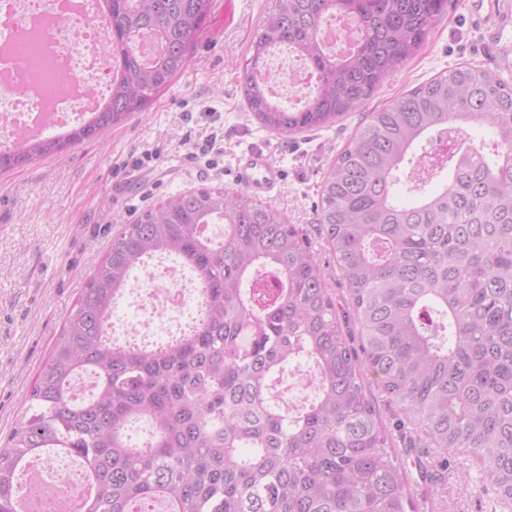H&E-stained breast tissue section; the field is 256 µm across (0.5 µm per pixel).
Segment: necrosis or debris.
<instances>
[{"instance_id": "1", "label": "necrosis or debris", "mask_w": 512, "mask_h": 512, "mask_svg": "<svg viewBox=\"0 0 512 512\" xmlns=\"http://www.w3.org/2000/svg\"><path fill=\"white\" fill-rule=\"evenodd\" d=\"M88 0H37L20 11L16 0H0V132L17 136L57 135L88 120L105 103L112 85L106 65L107 29L100 16L88 11ZM276 68L269 73L267 89L280 98L310 88L303 61L288 47L270 51ZM49 62L64 76L65 88L54 91L49 82L32 77L31 58ZM198 290L184 267L171 256L145 260L130 277L120 303L134 302L140 312L134 322L122 323L126 335H172L183 318L198 308ZM34 486L53 488L68 502H75L84 486L78 463L61 458L32 463Z\"/></svg>"}]
</instances>
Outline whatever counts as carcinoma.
<instances>
[{
  "label": "carcinoma",
  "mask_w": 512,
  "mask_h": 512,
  "mask_svg": "<svg viewBox=\"0 0 512 512\" xmlns=\"http://www.w3.org/2000/svg\"><path fill=\"white\" fill-rule=\"evenodd\" d=\"M109 105L65 136L22 139L0 170L95 138L142 110L190 60L212 0H109ZM448 0H273L250 46L241 88L266 130L289 137L361 107L412 59ZM351 16L357 51L338 59L319 31ZM147 35L165 50L145 62ZM315 78L299 109L255 78L270 47ZM492 134L467 143L471 124ZM448 131L447 172L427 190L423 142ZM325 232L347 298L338 308L306 238L243 191L181 193L143 211L112 241L30 391L26 417L0 448V512H19L26 464L78 458L84 512H416L411 486L432 482L395 451L371 387L396 430L474 460L496 505L512 512V84L460 65L373 110L320 184ZM222 224L221 237L204 235ZM177 256L201 281L189 332L154 347L112 337L113 304L149 257ZM307 362L318 379L300 409L271 398ZM94 388L76 400L72 384ZM152 430L132 446L129 428Z\"/></svg>",
  "instance_id": "1"
}]
</instances>
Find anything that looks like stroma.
Segmentation results:
<instances>
[{"instance_id":"stroma-1","label":"stroma","mask_w":512,"mask_h":512,"mask_svg":"<svg viewBox=\"0 0 512 512\" xmlns=\"http://www.w3.org/2000/svg\"><path fill=\"white\" fill-rule=\"evenodd\" d=\"M473 0H449L424 45L355 112L288 138L249 112L240 77L271 0H213L187 68L125 123L28 166L0 171V447L24 419L26 399L62 325L113 238L143 210L180 193L237 190L238 159L257 146L284 170L272 203L305 233L337 295L340 272L315 222L319 186L367 112L469 63L500 72L493 35L475 26ZM220 151L204 152L209 137ZM429 512H489L477 464L441 470Z\"/></svg>"}]
</instances>
